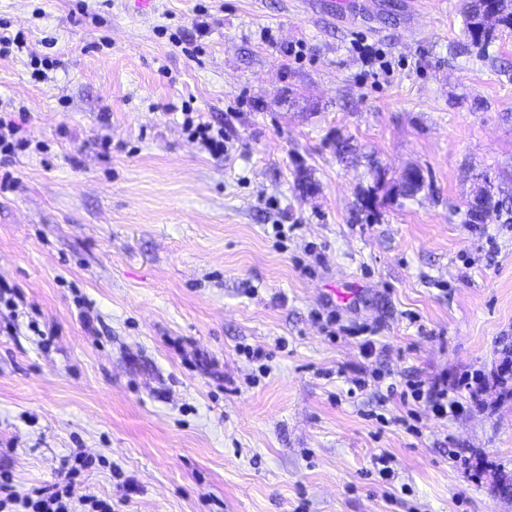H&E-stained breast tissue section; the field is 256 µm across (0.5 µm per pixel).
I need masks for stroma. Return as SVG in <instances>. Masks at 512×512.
I'll return each instance as SVG.
<instances>
[{
  "label": "stroma",
  "mask_w": 512,
  "mask_h": 512,
  "mask_svg": "<svg viewBox=\"0 0 512 512\" xmlns=\"http://www.w3.org/2000/svg\"><path fill=\"white\" fill-rule=\"evenodd\" d=\"M289 2L0 0L52 61L37 81L0 57V104L33 140L0 163V283L27 304H0L17 489L81 452L78 491L115 512H512L492 482L512 473V221L469 216L477 192L512 197V30L481 52L464 0L412 22L375 0L360 26ZM185 103L226 155L187 138ZM411 167L423 189L397 194ZM410 380L447 381L463 411L418 404L408 432L389 387Z\"/></svg>",
  "instance_id": "stroma-1"
}]
</instances>
